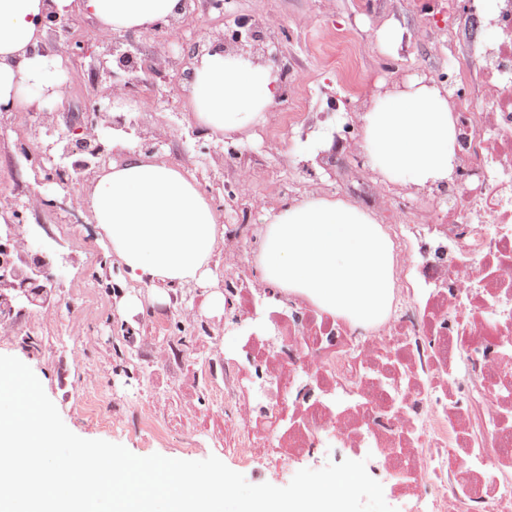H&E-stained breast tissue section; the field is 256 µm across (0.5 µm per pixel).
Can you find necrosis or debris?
<instances>
[{"label":"necrosis or debris","mask_w":512,"mask_h":512,"mask_svg":"<svg viewBox=\"0 0 512 512\" xmlns=\"http://www.w3.org/2000/svg\"><path fill=\"white\" fill-rule=\"evenodd\" d=\"M497 38L479 43V100L455 106L459 163L450 205L408 202L393 225L397 296L361 327L305 300L261 291L241 246L248 208L224 227L226 321L251 315L224 361V452L280 461L321 451L335 462L375 456L373 478L405 512H512V0L473 10ZM472 360L458 403L455 357ZM496 431V451L484 436Z\"/></svg>","instance_id":"1"}]
</instances>
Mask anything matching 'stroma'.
Here are the masks:
<instances>
[{
	"mask_svg": "<svg viewBox=\"0 0 512 512\" xmlns=\"http://www.w3.org/2000/svg\"><path fill=\"white\" fill-rule=\"evenodd\" d=\"M464 5L465 0H232L223 16L200 5L187 7L165 30L128 31L118 39L137 46L148 60L164 48L178 56L196 45L207 48L213 32L233 28L236 16H248L258 32L259 50L281 57L289 100L276 101L245 135L202 140L192 135L196 124L186 107L192 81L186 67L178 65L164 91L142 85L125 115L143 130H164L161 157L191 168L214 200L221 202L223 186L233 174L216 164L213 154L233 147L256 159L248 187L254 224H262L266 210L286 198L316 192L343 200L348 188L364 180L374 188L382 209L377 221L383 224L387 211L397 206L400 184L370 178L368 166L341 155L307 153L306 140L323 130L360 128L362 114L379 94L414 78L435 81L452 94L462 87L474 92L476 76L463 86L455 80L454 57L469 52L487 33L462 26L449 32V17L461 16ZM390 21L404 30L403 43L394 52L375 40L376 30ZM98 30L94 18L82 15L69 32L47 33L50 48L78 40L86 44L84 54L61 74L70 88L63 112L81 111L96 95ZM42 109L36 100L26 110L0 117V199L23 202L38 193L58 202L57 208L27 214L22 228L60 270L54 290L57 314L32 309L18 326L0 329V355L17 357L32 369L65 425L81 438L117 443L138 456L203 460L213 455L254 485L283 487L300 469L324 467L327 460L319 455L300 458L285 469L260 454L246 460L225 455L224 407L209 394L223 387L224 377L210 367L235 352L236 335L225 329L223 313L207 303L212 293L224 290V267H217L209 286L181 287V306L193 312L192 322L181 330L156 332V319L175 315L178 308L154 300L145 285L131 290L144 313L127 316L124 298L131 291L86 208L89 182L38 184L15 151L18 139L32 138ZM272 139L284 142L281 154H268ZM26 335L39 338L37 349L21 347L18 339ZM171 343L179 345L181 361L159 363L157 351ZM92 397L108 402L111 427H101L87 410Z\"/></svg>",
	"mask_w": 512,
	"mask_h": 512,
	"instance_id": "35a3bbf8",
	"label": "stroma"
}]
</instances>
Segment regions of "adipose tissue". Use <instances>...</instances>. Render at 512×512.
Segmentation results:
<instances>
[{"label":"adipose tissue","instance_id":"adipose-tissue-1","mask_svg":"<svg viewBox=\"0 0 512 512\" xmlns=\"http://www.w3.org/2000/svg\"><path fill=\"white\" fill-rule=\"evenodd\" d=\"M182 0H0V104L24 110L35 91L61 105L69 89L57 76L61 54L41 48L49 11L84 13L101 29L146 31L180 17ZM281 92L272 65L250 55H201L192 70L189 109L218 138L257 125ZM363 147L382 180L415 191L451 181L455 117L448 91L417 79L380 95L363 118ZM117 158L101 168L85 202L112 245L125 278L166 292L212 274L224 240L220 210L184 167L135 151L112 132ZM258 267L283 296L308 298L355 324H373L395 289L392 243L373 215L317 194L283 203L265 217Z\"/></svg>","mask_w":512,"mask_h":512}]
</instances>
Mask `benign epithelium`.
I'll use <instances>...</instances> for the list:
<instances>
[{"label":"benign epithelium","instance_id":"obj_1","mask_svg":"<svg viewBox=\"0 0 512 512\" xmlns=\"http://www.w3.org/2000/svg\"><path fill=\"white\" fill-rule=\"evenodd\" d=\"M75 21L74 14L60 16L51 12L47 14L43 24L49 29L68 31ZM235 24L237 29L229 36L222 31L214 34L215 41L210 51L223 49L226 40L244 49L256 41L257 36L253 34L248 19L239 17ZM99 44L102 47V54L97 80L102 86V94L95 99V118L87 120L81 114H73L70 116L66 131L63 132L56 127L50 114L44 111L38 115L36 126L44 129V134L37 142L32 159L33 166L37 167L36 173L45 184L56 183L55 159L73 155L74 151L69 149L71 143L76 144L79 150L87 144L94 145L90 156L73 161L76 172L84 178L91 177L101 160L112 154V129L125 126V116L115 110L114 100L117 92L121 90L125 96H133L144 77L154 85L166 83L169 80L168 68L175 63V60L168 57L156 58L152 62L141 64L144 77L129 78L126 71L115 70L106 65L108 57L121 53V43L109 37L99 39ZM23 241L25 238L19 231V225H0V252L15 253L8 261L0 262V318L3 320L27 308L41 306L48 295V290L43 287L32 288L30 284L38 280L45 284L56 280L49 263L37 271V277L31 276L27 269V257L21 249Z\"/></svg>","mask_w":512,"mask_h":512}]
</instances>
